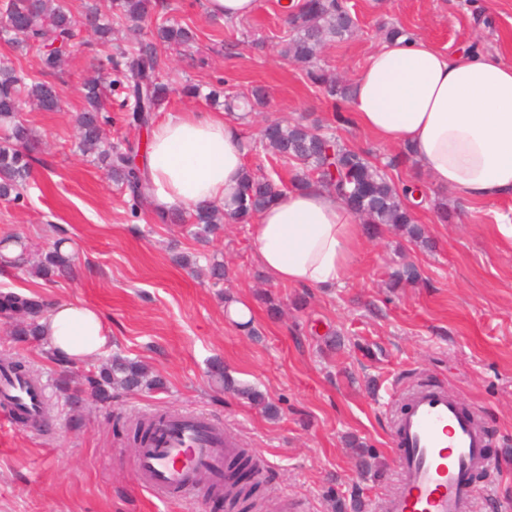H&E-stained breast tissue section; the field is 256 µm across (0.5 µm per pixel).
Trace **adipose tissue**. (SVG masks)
Returning a JSON list of instances; mask_svg holds the SVG:
<instances>
[{
  "label": "adipose tissue",
  "mask_w": 512,
  "mask_h": 512,
  "mask_svg": "<svg viewBox=\"0 0 512 512\" xmlns=\"http://www.w3.org/2000/svg\"><path fill=\"white\" fill-rule=\"evenodd\" d=\"M350 108L359 124L402 145L435 187L466 201L512 197V64L482 51L442 52L402 34L368 58ZM248 152L240 124L221 112H186L156 123L148 165L157 212L230 201ZM260 265L277 282L331 288L349 274L362 227L320 184L288 192L253 227ZM111 331L80 302L42 320L48 350L70 361L99 354Z\"/></svg>",
  "instance_id": "ef3b65f1"
}]
</instances>
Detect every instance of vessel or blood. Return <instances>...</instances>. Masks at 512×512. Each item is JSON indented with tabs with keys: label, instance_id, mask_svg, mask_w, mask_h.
Segmentation results:
<instances>
[{
	"label": "vessel or blood",
	"instance_id": "vessel-or-blood-1",
	"mask_svg": "<svg viewBox=\"0 0 512 512\" xmlns=\"http://www.w3.org/2000/svg\"><path fill=\"white\" fill-rule=\"evenodd\" d=\"M45 394L44 385L0 375V421L24 414L43 423ZM394 433L400 486L384 512H469L476 494L471 475L490 465L477 412L446 390L420 387L410 393ZM237 451L236 440L209 416L174 413L155 421L132 472L157 499H182L218 487L225 457Z\"/></svg>",
	"mask_w": 512,
	"mask_h": 512
}]
</instances>
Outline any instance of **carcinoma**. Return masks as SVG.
Segmentation results:
<instances>
[{"instance_id": "1", "label": "carcinoma", "mask_w": 512, "mask_h": 512, "mask_svg": "<svg viewBox=\"0 0 512 512\" xmlns=\"http://www.w3.org/2000/svg\"><path fill=\"white\" fill-rule=\"evenodd\" d=\"M159 6L157 0H112V11L118 19L129 22L134 34L150 19ZM289 27V37L282 51L285 58L307 63L328 40L348 38L356 24L351 13L339 0H303L283 11ZM85 21L101 42L109 41L111 21L104 20L95 6L87 7ZM78 20L72 15L66 0H7L0 14V41L19 50L36 49L43 53L45 67L53 70L60 63L61 52H43V48L59 42L71 43ZM195 41L189 26L176 18L164 19L155 26L152 38L139 39L130 48L116 47L109 57L115 73L109 87L123 95L121 109L125 122L138 130L150 131L154 113L174 92L159 78L163 65L159 46L188 47ZM324 95L334 99H347L351 90L318 71L309 72ZM99 77L84 81V108L76 115L75 127L79 147L94 152L105 161L111 177L127 192L132 210H137L151 198V179L148 153H140L137 140H125L113 151L101 148L102 126L108 97ZM31 102L44 112L54 111L59 104V91L55 84L32 78L16 67L9 58H0V126L7 134L0 139V199L17 202L24 198L29 179L37 162L34 156L35 139L31 129L21 118L23 106ZM261 144L275 162L292 166L291 188L297 189L316 181L336 194L364 228L373 233L389 226L404 231L407 236L426 243L421 228L415 223L408 202L413 198L417 184L394 182L363 150L350 148L336 139L329 130L311 128L301 123L272 122L262 131ZM285 193L282 182L272 178H258L252 172L246 175L233 199L225 204L206 205L193 214V238L200 244L209 243L227 223L247 224L265 206ZM17 266L46 282L70 272L72 256L54 247L39 259L30 255L20 258ZM418 280L417 270L405 266L393 272L391 285L410 284ZM48 304L37 295H24L12 291L0 293V320L10 323L19 337L40 335L38 321L47 313ZM18 375L22 379H36L25 365L9 358L0 359V370ZM210 377L223 392H229L264 406L270 416L278 409L265 401L257 389L242 385L230 378L223 361L216 357L210 363ZM89 388L102 399L109 398V389L120 387L129 391L157 390L160 380L149 377L147 367L138 360L115 356L97 376L87 378ZM155 416L128 422L133 440L143 443L153 426ZM225 465L245 475L244 481L222 484L224 497L232 500L238 512H250L252 499L258 492V469L249 455L240 453L225 459Z\"/></svg>"}]
</instances>
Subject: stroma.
Returning a JSON list of instances; mask_svg holds the SVG:
<instances>
[{"label": "stroma", "mask_w": 512, "mask_h": 512, "mask_svg": "<svg viewBox=\"0 0 512 512\" xmlns=\"http://www.w3.org/2000/svg\"><path fill=\"white\" fill-rule=\"evenodd\" d=\"M177 2L176 17L196 41L188 52L167 51L164 76L195 83L200 95L171 96L160 116L207 111L204 96L219 84L233 93L261 87L266 105L242 112L249 141L271 120L334 123L335 104L308 69L353 83L393 27L451 54L475 45L512 61V0H348L355 32L327 43L309 67L281 54L282 0H256L254 13L236 21L209 15L204 0ZM127 36V24L113 21L112 44ZM112 44L78 30L63 66L49 70L35 51L0 42V57L55 83L62 96L58 111L22 114L40 137V163L23 202H0V238H20L33 255L61 245L75 266L54 283L0 269V288L53 305L89 303L112 329L101 355L57 365L42 342L15 340L0 321V355L38 373L51 407L48 427L0 424V512H218L215 498L161 502L134 483L136 448L114 434L113 422L162 410L213 417L269 466L252 512H332L335 502L354 499L362 512H382L400 481L393 423L408 392L425 384L481 412L496 466L477 473L471 512H512V240L497 230L512 221V199L465 202L432 191L413 210L428 245L390 229L362 239L352 276L335 287L274 282L250 227L225 225L199 245L184 225L160 223L153 204L131 213L104 165L79 151L73 116L83 108V81L108 69ZM334 125L337 137L378 161L403 152L358 123ZM441 205L450 213L444 224ZM176 252L199 254L197 270L176 265ZM212 257L226 272L217 284L206 274ZM405 264L418 268L420 281L391 287V272ZM266 293L280 305L277 318L267 314ZM228 296L250 303V327L227 317ZM333 334L335 350L325 344ZM115 353L146 363L163 389L117 392L105 403L87 394L76 405L57 389L60 376L81 381ZM214 356L262 391L278 417L212 386ZM352 438L372 453V471L358 468Z\"/></svg>", "instance_id": "1"}]
</instances>
